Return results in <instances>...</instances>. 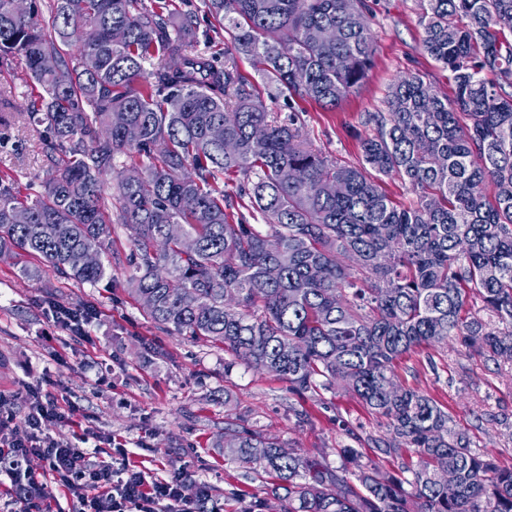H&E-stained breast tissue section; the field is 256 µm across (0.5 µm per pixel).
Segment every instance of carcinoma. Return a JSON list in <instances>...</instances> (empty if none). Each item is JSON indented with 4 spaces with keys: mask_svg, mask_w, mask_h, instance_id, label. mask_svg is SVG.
<instances>
[{
    "mask_svg": "<svg viewBox=\"0 0 512 512\" xmlns=\"http://www.w3.org/2000/svg\"><path fill=\"white\" fill-rule=\"evenodd\" d=\"M418 2L424 51L451 72L454 96L419 73L399 79L386 111L366 113L352 166L267 111L237 58L259 60L289 97L333 108L372 65L364 0H204L234 32L222 55L208 37L198 48L196 21L169 0H51L36 27L0 0V57L25 62L41 89L28 112L49 130L40 195L22 200L0 176V256L25 253L95 285L112 266L115 203L131 244L127 291L152 299L154 323L225 347L295 393L348 383L386 419L375 447L409 454L397 474L342 448L334 468L285 456L278 439L224 415V455L278 480L282 512H512V467L474 452L448 411L395 374L416 349L450 340L512 362V81L484 76L512 75V0ZM115 113L136 137L111 126ZM15 118L0 91V125ZM120 155L130 164L118 169ZM226 173L239 176L233 195L219 186ZM393 175L413 204L383 189ZM17 209L28 223H13ZM256 213L270 233L250 223ZM171 224L181 237L167 238ZM472 293L496 327L462 315Z\"/></svg>",
    "mask_w": 512,
    "mask_h": 512,
    "instance_id": "1",
    "label": "carcinoma"
}]
</instances>
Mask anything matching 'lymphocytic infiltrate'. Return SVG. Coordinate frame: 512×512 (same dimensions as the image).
<instances>
[{"mask_svg": "<svg viewBox=\"0 0 512 512\" xmlns=\"http://www.w3.org/2000/svg\"><path fill=\"white\" fill-rule=\"evenodd\" d=\"M19 397L27 406L24 422L19 427L0 422V452L13 462L17 478L11 502L20 512H40L53 483L81 500L84 512H199V501L186 493L191 481L187 471L179 469L169 478L151 481L127 463H93L86 449L42 433L43 424L51 420L74 423L79 415L76 406L61 408L56 396L38 386L25 387ZM32 456L43 461L41 473L23 472V462Z\"/></svg>", "mask_w": 512, "mask_h": 512, "instance_id": "lymphocytic-infiltrate-1", "label": "lymphocytic infiltrate"}]
</instances>
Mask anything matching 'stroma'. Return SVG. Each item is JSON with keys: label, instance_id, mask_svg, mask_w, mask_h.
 I'll return each instance as SVG.
<instances>
[{"label": "stroma", "instance_id": "1", "mask_svg": "<svg viewBox=\"0 0 512 512\" xmlns=\"http://www.w3.org/2000/svg\"><path fill=\"white\" fill-rule=\"evenodd\" d=\"M375 36L373 65L361 87L336 108L289 98L266 83L257 64L241 57L240 72L268 111L295 114L303 138L328 159L355 165L366 113L382 112L391 84L421 73L442 94H452L448 70L422 48L417 0H367ZM46 126L28 117L0 126V172L10 173L22 197L39 194L47 178L42 160ZM111 282L81 284L42 270L22 274L36 258L0 260V419L20 423L25 409L15 394L28 384L76 404L85 423L113 446L96 458L125 459L151 478L187 468L210 490V512H280L267 484L246 478L224 456L219 442L224 416L261 430L303 455L322 454L339 466L337 451L351 446L380 458L387 468L399 458L380 455L374 439L386 421L340 387L296 395L286 381L234 361L230 351L196 343L148 319L127 292L131 248L122 225L112 233ZM92 307L97 319L85 336L68 335L49 316L53 306ZM407 385L431 395L468 431L472 449L512 465V363L500 365L456 344L419 349L397 368Z\"/></svg>", "mask_w": 512, "mask_h": 512}]
</instances>
